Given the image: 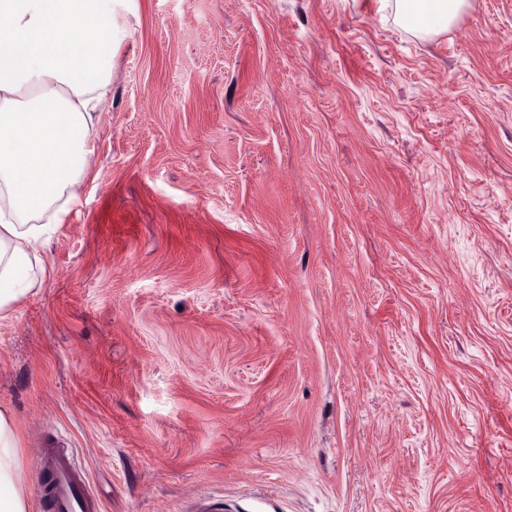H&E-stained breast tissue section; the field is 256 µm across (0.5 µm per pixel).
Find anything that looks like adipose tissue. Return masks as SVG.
Here are the masks:
<instances>
[{"label": "adipose tissue", "mask_w": 512, "mask_h": 512, "mask_svg": "<svg viewBox=\"0 0 512 512\" xmlns=\"http://www.w3.org/2000/svg\"><path fill=\"white\" fill-rule=\"evenodd\" d=\"M429 41L472 0H380ZM128 0H0V322L53 274L47 243L82 196L96 159L119 23ZM0 512H30L13 409L0 405Z\"/></svg>", "instance_id": "obj_1"}]
</instances>
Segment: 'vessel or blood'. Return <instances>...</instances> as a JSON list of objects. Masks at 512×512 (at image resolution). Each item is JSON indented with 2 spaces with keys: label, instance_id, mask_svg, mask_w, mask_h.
<instances>
[{
  "label": "vessel or blood",
  "instance_id": "vessel-or-blood-1",
  "mask_svg": "<svg viewBox=\"0 0 512 512\" xmlns=\"http://www.w3.org/2000/svg\"><path fill=\"white\" fill-rule=\"evenodd\" d=\"M37 468L36 492L45 512H99L98 500L84 472L76 466L72 449L43 448Z\"/></svg>",
  "mask_w": 512,
  "mask_h": 512
}]
</instances>
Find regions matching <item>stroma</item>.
<instances>
[{
  "label": "stroma",
  "instance_id": "obj_1",
  "mask_svg": "<svg viewBox=\"0 0 512 512\" xmlns=\"http://www.w3.org/2000/svg\"><path fill=\"white\" fill-rule=\"evenodd\" d=\"M83 201L0 323L101 512H512V0H131ZM381 7L390 11L396 26L421 40L454 28L462 16L472 8L471 0H379Z\"/></svg>",
  "mask_w": 512,
  "mask_h": 512
}]
</instances>
